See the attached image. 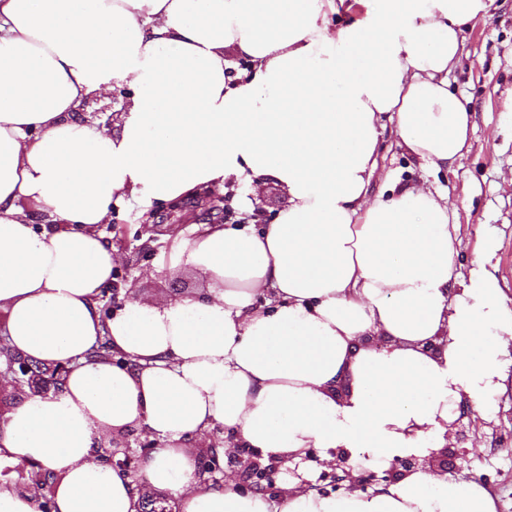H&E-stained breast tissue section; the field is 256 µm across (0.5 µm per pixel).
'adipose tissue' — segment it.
<instances>
[{
  "instance_id": "1",
  "label": "adipose tissue",
  "mask_w": 512,
  "mask_h": 512,
  "mask_svg": "<svg viewBox=\"0 0 512 512\" xmlns=\"http://www.w3.org/2000/svg\"><path fill=\"white\" fill-rule=\"evenodd\" d=\"M347 1L0 0V311L23 356L66 368L59 393L0 412V457L54 473L52 512H140L145 487L180 512H495L479 484L422 468L329 496L296 479L274 500L198 471L217 426L225 450L289 465L313 448L357 474L424 458L462 399L484 417L504 388L512 305L482 267L454 292L447 196L369 194L386 122L430 172L469 151L449 76L488 4L351 0L363 15L333 25ZM117 86L116 132L79 117ZM233 178L280 187L271 223L175 238L167 269L205 289L103 316L113 204L149 217ZM104 337L113 359L88 360ZM135 428L155 446L133 475L99 445Z\"/></svg>"
}]
</instances>
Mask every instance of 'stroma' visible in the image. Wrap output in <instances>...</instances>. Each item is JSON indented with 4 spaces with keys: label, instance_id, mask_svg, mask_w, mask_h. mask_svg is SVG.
<instances>
[{
    "label": "stroma",
    "instance_id": "35a3bbf8",
    "mask_svg": "<svg viewBox=\"0 0 512 512\" xmlns=\"http://www.w3.org/2000/svg\"><path fill=\"white\" fill-rule=\"evenodd\" d=\"M467 54L450 75V88L463 98L473 117L471 149L451 170L427 175L386 129L380 144V169L370 189L379 192L385 176L405 184H440L457 209L460 245L454 277L469 279L486 240L495 253L489 264L508 302L512 303V0H490L486 16L465 33ZM152 222L136 209H112V222L101 231L123 261L112 284L98 298L103 313L123 306L129 292L146 300L170 298L201 288L188 271L170 272L160 262L176 235L192 236L197 225L220 222L202 211L170 212L161 206ZM482 446L458 461L455 479L473 481L492 496L496 512H512V376L497 407L478 432Z\"/></svg>",
    "mask_w": 512,
    "mask_h": 512
}]
</instances>
